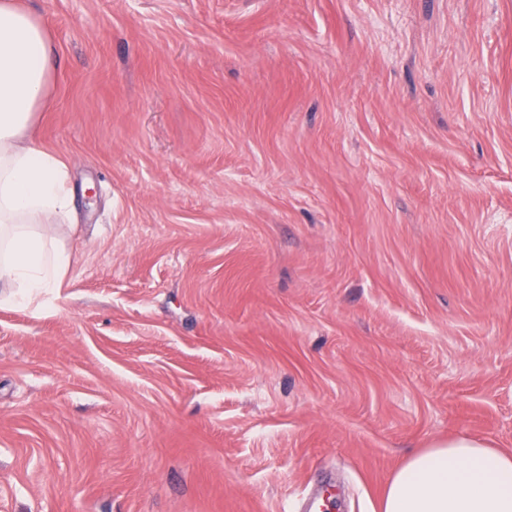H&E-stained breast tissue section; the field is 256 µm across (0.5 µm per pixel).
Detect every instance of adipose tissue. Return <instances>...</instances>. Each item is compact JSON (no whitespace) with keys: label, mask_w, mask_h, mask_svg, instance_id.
Masks as SVG:
<instances>
[{"label":"adipose tissue","mask_w":512,"mask_h":512,"mask_svg":"<svg viewBox=\"0 0 512 512\" xmlns=\"http://www.w3.org/2000/svg\"><path fill=\"white\" fill-rule=\"evenodd\" d=\"M54 69L47 28L14 0H0V277L11 303L60 287L69 256L43 219L70 213L63 161L26 136ZM381 512H512V453L460 435L405 459L390 478Z\"/></svg>","instance_id":"ef3b65f1"}]
</instances>
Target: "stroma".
Here are the masks:
<instances>
[{
  "label": "stroma",
  "instance_id": "35a3bbf8",
  "mask_svg": "<svg viewBox=\"0 0 512 512\" xmlns=\"http://www.w3.org/2000/svg\"><path fill=\"white\" fill-rule=\"evenodd\" d=\"M61 288L0 304V512H379L512 452V0H16ZM382 512H512V453L484 439L448 438L405 459Z\"/></svg>",
  "mask_w": 512,
  "mask_h": 512
}]
</instances>
